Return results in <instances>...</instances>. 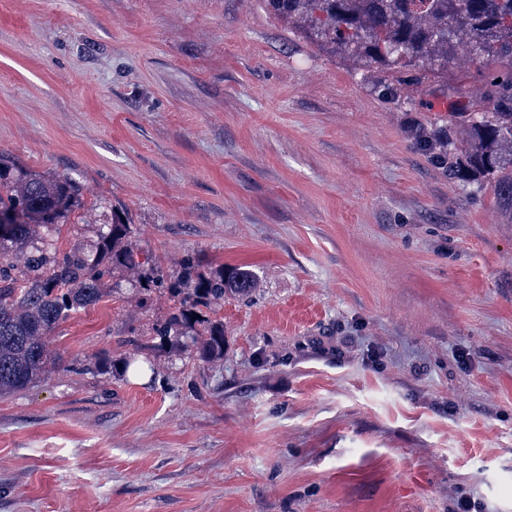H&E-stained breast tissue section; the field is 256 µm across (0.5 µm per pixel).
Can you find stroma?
<instances>
[{
    "mask_svg": "<svg viewBox=\"0 0 512 512\" xmlns=\"http://www.w3.org/2000/svg\"><path fill=\"white\" fill-rule=\"evenodd\" d=\"M486 72L379 71L266 0H0V154L84 188L54 246L124 213L150 262L258 280L209 361L132 274L73 313L0 396V512H512V224L407 131Z\"/></svg>",
    "mask_w": 512,
    "mask_h": 512,
    "instance_id": "1",
    "label": "stroma"
}]
</instances>
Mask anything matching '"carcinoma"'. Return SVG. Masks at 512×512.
I'll return each mask as SVG.
<instances>
[{"label":"carcinoma","mask_w":512,"mask_h":512,"mask_svg":"<svg viewBox=\"0 0 512 512\" xmlns=\"http://www.w3.org/2000/svg\"><path fill=\"white\" fill-rule=\"evenodd\" d=\"M271 10L311 41L398 73L448 65L458 45L477 62L512 59V0H267ZM427 143L448 175L487 178L512 224V69L492 76L484 99L461 126ZM83 206L79 181L46 178L0 154V395L40 381L51 362L50 335L70 314L96 303L117 272L140 268L132 226L115 220L94 248L61 254L35 242V228L68 224ZM189 260L169 273L161 266L141 280L166 287L175 312L157 335L192 336L199 357L224 355V322L212 318L226 295H245L254 273L222 265L195 272Z\"/></svg>","instance_id":"cac0c4a2"}]
</instances>
